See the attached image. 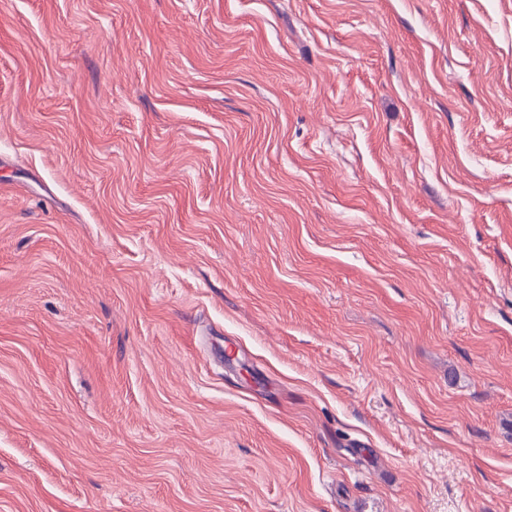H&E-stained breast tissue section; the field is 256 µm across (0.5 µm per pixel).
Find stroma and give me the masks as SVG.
I'll use <instances>...</instances> for the list:
<instances>
[{
	"label": "stroma",
	"instance_id": "35a3bbf8",
	"mask_svg": "<svg viewBox=\"0 0 512 512\" xmlns=\"http://www.w3.org/2000/svg\"><path fill=\"white\" fill-rule=\"evenodd\" d=\"M0 512H512V0H0Z\"/></svg>",
	"mask_w": 512,
	"mask_h": 512
}]
</instances>
